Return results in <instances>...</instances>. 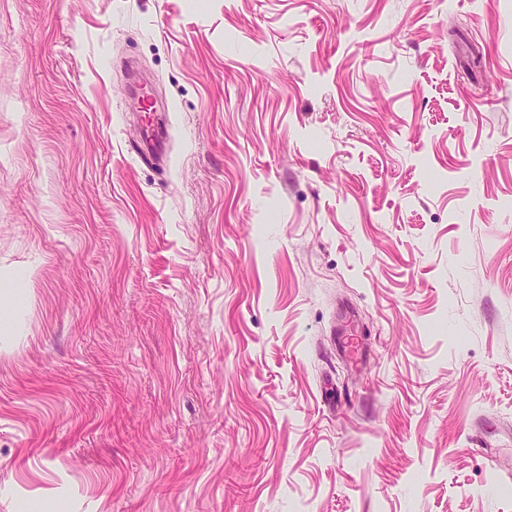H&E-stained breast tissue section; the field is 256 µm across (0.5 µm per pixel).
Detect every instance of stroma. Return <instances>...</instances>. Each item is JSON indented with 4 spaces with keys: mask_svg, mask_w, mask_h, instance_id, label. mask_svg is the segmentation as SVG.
Returning <instances> with one entry per match:
<instances>
[{
    "mask_svg": "<svg viewBox=\"0 0 512 512\" xmlns=\"http://www.w3.org/2000/svg\"><path fill=\"white\" fill-rule=\"evenodd\" d=\"M0 281V512H512V0H0Z\"/></svg>",
    "mask_w": 512,
    "mask_h": 512,
    "instance_id": "1",
    "label": "stroma"
}]
</instances>
